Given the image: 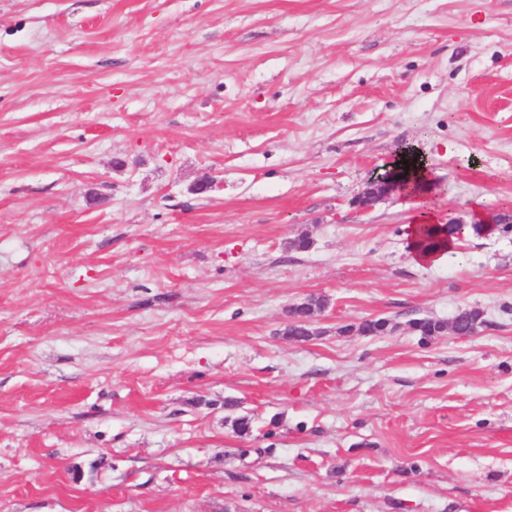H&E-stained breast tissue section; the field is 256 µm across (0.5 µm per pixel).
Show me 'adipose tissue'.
Returning a JSON list of instances; mask_svg holds the SVG:
<instances>
[{
    "mask_svg": "<svg viewBox=\"0 0 512 512\" xmlns=\"http://www.w3.org/2000/svg\"><path fill=\"white\" fill-rule=\"evenodd\" d=\"M430 189V169L426 162L417 161L413 170V180L401 191L400 196L404 208L411 212V222L407 226L410 255L413 261L420 265L438 263L443 256L442 251H427L421 249L418 244L421 228L439 222L438 212L429 201Z\"/></svg>",
    "mask_w": 512,
    "mask_h": 512,
    "instance_id": "obj_1",
    "label": "adipose tissue"
}]
</instances>
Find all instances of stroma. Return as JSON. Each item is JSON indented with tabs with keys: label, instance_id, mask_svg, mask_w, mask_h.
Masks as SVG:
<instances>
[{
	"label": "stroma",
	"instance_id": "stroma-1",
	"mask_svg": "<svg viewBox=\"0 0 512 512\" xmlns=\"http://www.w3.org/2000/svg\"><path fill=\"white\" fill-rule=\"evenodd\" d=\"M405 148L512 203V0H0V512H512V224L414 264Z\"/></svg>",
	"mask_w": 512,
	"mask_h": 512
}]
</instances>
